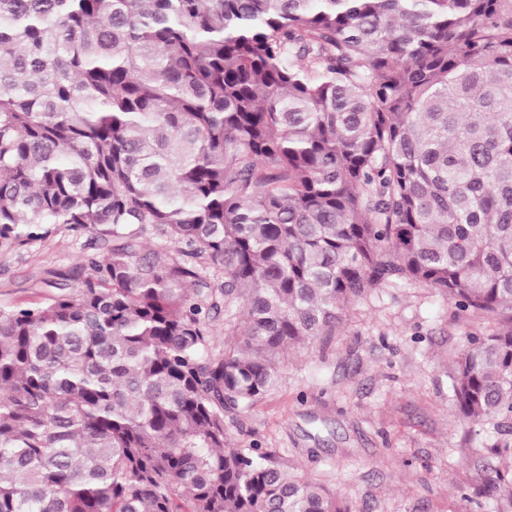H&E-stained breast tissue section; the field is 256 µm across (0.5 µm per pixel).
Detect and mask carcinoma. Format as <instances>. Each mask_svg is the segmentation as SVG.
<instances>
[{
	"instance_id": "carcinoma-1",
	"label": "carcinoma",
	"mask_w": 512,
	"mask_h": 512,
	"mask_svg": "<svg viewBox=\"0 0 512 512\" xmlns=\"http://www.w3.org/2000/svg\"><path fill=\"white\" fill-rule=\"evenodd\" d=\"M59 226L103 250L0 308V512H350L224 418L419 284L512 430V0H0V251Z\"/></svg>"
}]
</instances>
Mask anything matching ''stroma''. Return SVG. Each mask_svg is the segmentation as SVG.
<instances>
[{"instance_id":"1","label":"stroma","mask_w":512,"mask_h":512,"mask_svg":"<svg viewBox=\"0 0 512 512\" xmlns=\"http://www.w3.org/2000/svg\"><path fill=\"white\" fill-rule=\"evenodd\" d=\"M97 251L94 235L63 228L0 251V307L48 298L71 271L90 276L79 259ZM489 326L418 285L376 289L336 336L284 354L275 389L230 421L233 445L276 452L351 512H493L474 492L512 461L493 453L492 428L463 423L449 379L469 335Z\"/></svg>"}]
</instances>
